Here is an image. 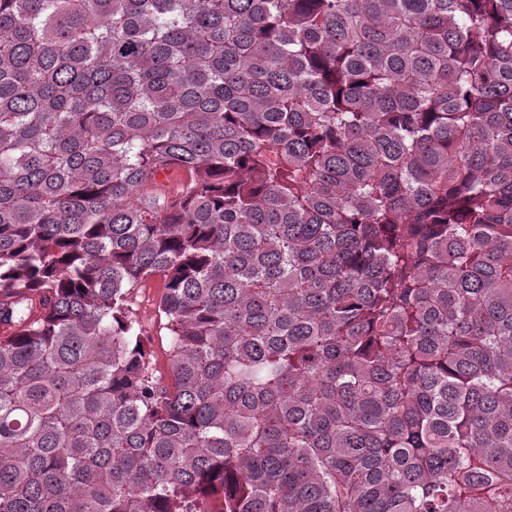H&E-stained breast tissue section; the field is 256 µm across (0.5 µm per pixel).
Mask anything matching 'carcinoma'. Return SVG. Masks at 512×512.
<instances>
[{
  "label": "carcinoma",
  "mask_w": 512,
  "mask_h": 512,
  "mask_svg": "<svg viewBox=\"0 0 512 512\" xmlns=\"http://www.w3.org/2000/svg\"><path fill=\"white\" fill-rule=\"evenodd\" d=\"M0 325V512H512V0H0ZM163 290V281L158 277H151L131 295L130 306L147 337L148 349L151 353L150 359L157 370L156 375L167 379L169 370L168 337L161 329L157 312V303ZM136 297L139 301L137 307L133 303Z\"/></svg>",
  "instance_id": "obj_1"
}]
</instances>
